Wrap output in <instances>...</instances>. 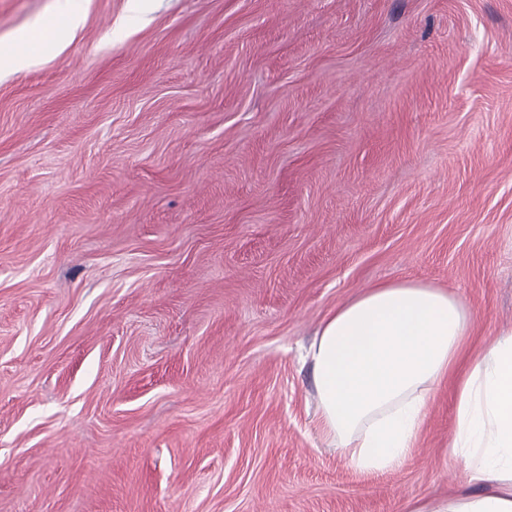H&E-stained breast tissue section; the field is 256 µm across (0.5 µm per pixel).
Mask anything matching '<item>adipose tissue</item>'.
Listing matches in <instances>:
<instances>
[{
  "mask_svg": "<svg viewBox=\"0 0 512 512\" xmlns=\"http://www.w3.org/2000/svg\"><path fill=\"white\" fill-rule=\"evenodd\" d=\"M471 326L446 290L382 284L338 306L307 352L318 431L363 474L403 463L423 431L433 386L451 381V446L478 491L425 501L412 512H512V333L473 352Z\"/></svg>",
  "mask_w": 512,
  "mask_h": 512,
  "instance_id": "ef3b65f1",
  "label": "adipose tissue"
}]
</instances>
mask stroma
<instances>
[{"mask_svg": "<svg viewBox=\"0 0 512 512\" xmlns=\"http://www.w3.org/2000/svg\"><path fill=\"white\" fill-rule=\"evenodd\" d=\"M0 0V512H409L460 487L447 387L400 468L316 431L363 290L512 332V0Z\"/></svg>", "mask_w": 512, "mask_h": 512, "instance_id": "stroma-1", "label": "stroma"}]
</instances>
